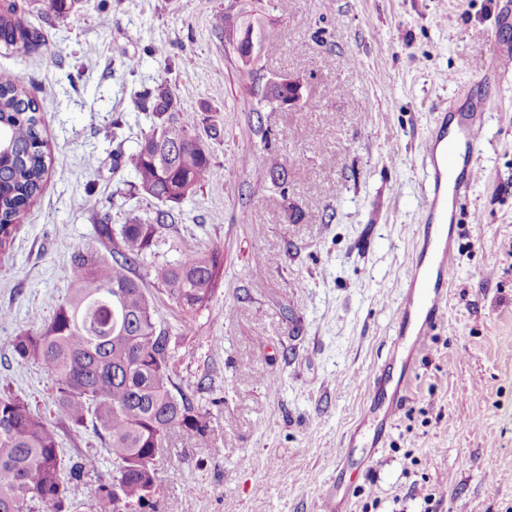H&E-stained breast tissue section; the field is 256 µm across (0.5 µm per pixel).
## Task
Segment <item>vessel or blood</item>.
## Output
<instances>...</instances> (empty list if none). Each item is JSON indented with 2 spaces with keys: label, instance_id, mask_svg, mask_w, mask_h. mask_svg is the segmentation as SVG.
<instances>
[{
  "label": "vessel or blood",
  "instance_id": "obj_1",
  "mask_svg": "<svg viewBox=\"0 0 512 512\" xmlns=\"http://www.w3.org/2000/svg\"><path fill=\"white\" fill-rule=\"evenodd\" d=\"M489 108V99L472 100L468 110L452 113L440 123L424 146L427 188L415 228L416 257L393 338L408 354L419 352L445 304L454 249L450 225L480 176L478 157ZM400 366L396 374L380 368L373 378L369 412L375 426L367 442L370 450L380 447L388 423L402 408L408 359H401Z\"/></svg>",
  "mask_w": 512,
  "mask_h": 512
}]
</instances>
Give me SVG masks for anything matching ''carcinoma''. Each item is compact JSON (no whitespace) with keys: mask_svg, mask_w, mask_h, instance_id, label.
<instances>
[{"mask_svg":"<svg viewBox=\"0 0 512 512\" xmlns=\"http://www.w3.org/2000/svg\"><path fill=\"white\" fill-rule=\"evenodd\" d=\"M45 16L67 18L81 0H34ZM237 24L251 33L264 23L259 16L236 22L217 15L214 24ZM40 41L37 30L0 15V45L17 57ZM175 98L165 83L137 95V107L161 119L126 164L137 186L161 203L150 223L95 226L102 252L90 247L70 257V288L49 321L21 330L9 341L13 359L53 377L54 404L72 431L92 424L107 437L116 470L100 480L95 512H142L157 488V457L175 432L187 439L203 436L204 417L173 380L172 336L156 319V304L135 274L154 246L158 230L175 221V208L186 202L216 171L208 148L189 124L174 115ZM0 137L10 149L0 157V246L16 230L27 206L42 192L46 162L42 117L19 76L0 74ZM275 186L285 188L288 171L277 155L268 158ZM218 275L217 258L185 253L155 268L181 309L209 302ZM89 455L66 457L58 433L18 394H0V512H78L71 486L89 472Z\"/></svg>","mask_w":512,"mask_h":512,"instance_id":"1","label":"carcinoma"}]
</instances>
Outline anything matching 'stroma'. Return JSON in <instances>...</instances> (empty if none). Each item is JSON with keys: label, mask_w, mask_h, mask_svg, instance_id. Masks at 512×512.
<instances>
[{"label": "stroma", "mask_w": 512, "mask_h": 512, "mask_svg": "<svg viewBox=\"0 0 512 512\" xmlns=\"http://www.w3.org/2000/svg\"><path fill=\"white\" fill-rule=\"evenodd\" d=\"M512 0H263L265 77L307 85V106L284 111L243 95L237 56L215 29L249 0H83L67 20L30 0H0L38 49H0L40 105L49 175L10 243L0 248V384L25 396L63 448L96 458L71 493L93 512L105 444L73 436L51 377L16 363L20 330L50 319L69 288L71 253L93 226L120 231L158 203L124 158L154 122L134 94L168 83L217 178L197 189L136 272L172 336L177 386L206 416L203 437L175 436L157 462L151 512H320L339 484L347 512H512ZM139 60L128 70L129 60ZM500 83L479 165L454 229L452 283L389 437L362 476L338 470L362 418L415 252L423 143L440 112L488 70ZM288 170L273 185L269 154ZM217 254L206 307L178 308L154 267L181 252Z\"/></svg>", "instance_id": "1"}]
</instances>
